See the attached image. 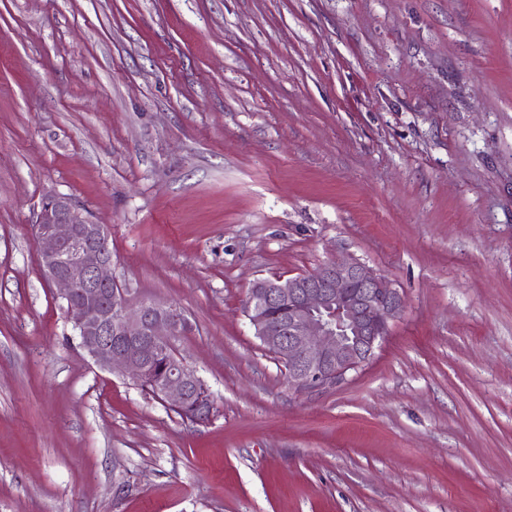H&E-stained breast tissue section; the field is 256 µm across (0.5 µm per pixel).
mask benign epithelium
Here are the masks:
<instances>
[{"label": "benign epithelium", "mask_w": 512, "mask_h": 512, "mask_svg": "<svg viewBox=\"0 0 512 512\" xmlns=\"http://www.w3.org/2000/svg\"><path fill=\"white\" fill-rule=\"evenodd\" d=\"M38 266L65 304L78 346L102 371L144 385L163 345L171 346L155 396L181 411L201 377L172 348L186 326L182 311L160 301L133 305L112 276L107 225L84 217L67 197L50 196L34 224ZM405 308L399 289L354 257L251 288L247 316L264 346L300 391H319L364 366ZM277 309L276 317L269 310Z\"/></svg>", "instance_id": "benign-epithelium-1"}]
</instances>
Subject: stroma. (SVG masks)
Segmentation results:
<instances>
[{
  "mask_svg": "<svg viewBox=\"0 0 512 512\" xmlns=\"http://www.w3.org/2000/svg\"><path fill=\"white\" fill-rule=\"evenodd\" d=\"M54 194L208 422L78 348ZM349 256L405 308L296 390L250 289ZM0 512H512V0H0Z\"/></svg>",
  "mask_w": 512,
  "mask_h": 512,
  "instance_id": "1",
  "label": "stroma"
}]
</instances>
